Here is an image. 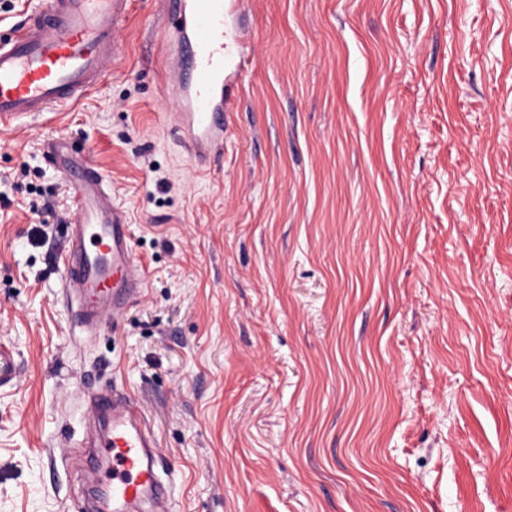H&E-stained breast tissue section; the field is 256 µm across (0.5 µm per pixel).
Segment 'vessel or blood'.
I'll return each mask as SVG.
<instances>
[{
	"label": "vessel or blood",
	"mask_w": 512,
	"mask_h": 512,
	"mask_svg": "<svg viewBox=\"0 0 512 512\" xmlns=\"http://www.w3.org/2000/svg\"><path fill=\"white\" fill-rule=\"evenodd\" d=\"M166 24L188 44L187 58L167 75L180 103L176 132L196 159L224 147V19L235 0H168ZM132 0H39L35 16L0 39V126L11 127L78 103L107 79L124 46ZM46 156L74 193V214L61 254L63 292L85 334L101 331L146 285L127 216L112 201L106 180L58 138ZM19 364L0 341V388L13 386ZM95 443L112 463L100 483L95 512H161L170 496L162 460L136 403L116 393L90 397Z\"/></svg>",
	"instance_id": "vessel-or-blood-1"
}]
</instances>
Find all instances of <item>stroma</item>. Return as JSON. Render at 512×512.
Returning a JSON list of instances; mask_svg holds the SVG:
<instances>
[{
  "instance_id": "35a3bbf8",
  "label": "stroma",
  "mask_w": 512,
  "mask_h": 512,
  "mask_svg": "<svg viewBox=\"0 0 512 512\" xmlns=\"http://www.w3.org/2000/svg\"><path fill=\"white\" fill-rule=\"evenodd\" d=\"M160 0L80 102L0 128V512H83L90 392L170 465L171 512H512V0H238L199 169ZM55 136L127 213L147 287L74 335ZM19 364L13 348L0 341V388L13 386L18 378Z\"/></svg>"
}]
</instances>
